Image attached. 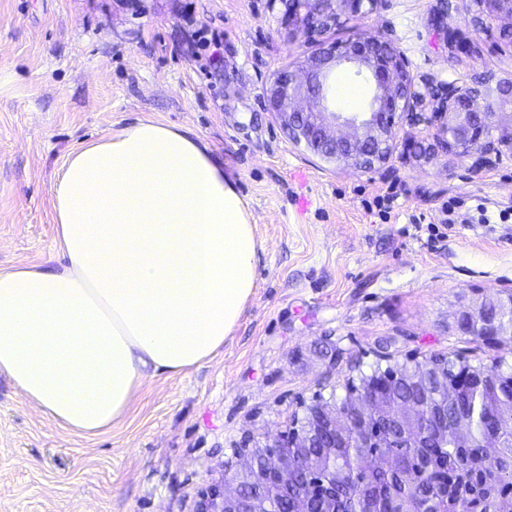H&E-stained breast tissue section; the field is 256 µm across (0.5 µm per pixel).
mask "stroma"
Returning a JSON list of instances; mask_svg holds the SVG:
<instances>
[{
    "label": "stroma",
    "mask_w": 512,
    "mask_h": 512,
    "mask_svg": "<svg viewBox=\"0 0 512 512\" xmlns=\"http://www.w3.org/2000/svg\"><path fill=\"white\" fill-rule=\"evenodd\" d=\"M471 7L381 0L356 26L390 39L418 80L511 73ZM281 11L270 0H0V268L52 256L66 155L137 118L208 144L262 244L258 286L223 352L149 382L105 432L62 429L0 376V512H193L239 447L288 431L314 396L344 397L381 354L512 369V341L489 347L449 326L459 297L512 292V222L435 239L426 221L453 197L512 204V156L476 176L468 159L399 148L356 172L294 146L264 91L314 46L288 42ZM391 189L383 222L364 203Z\"/></svg>",
    "instance_id": "obj_1"
}]
</instances>
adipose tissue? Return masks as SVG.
Segmentation results:
<instances>
[{"mask_svg": "<svg viewBox=\"0 0 512 512\" xmlns=\"http://www.w3.org/2000/svg\"><path fill=\"white\" fill-rule=\"evenodd\" d=\"M52 220L58 264L0 269V375L93 436L148 380L223 351L257 285L255 226L207 143L152 119L68 155Z\"/></svg>", "mask_w": 512, "mask_h": 512, "instance_id": "1", "label": "adipose tissue"}]
</instances>
